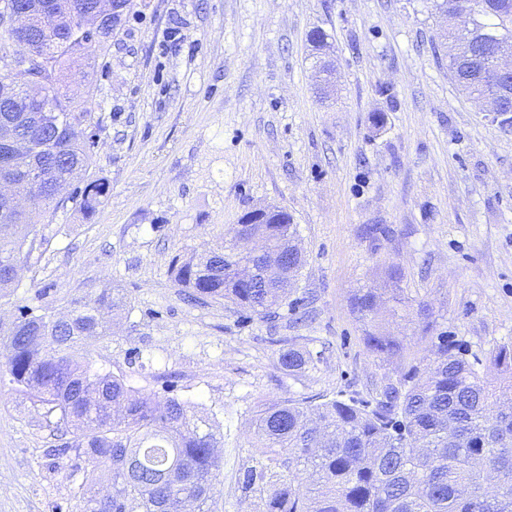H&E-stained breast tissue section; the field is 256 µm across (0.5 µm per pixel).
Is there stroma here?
<instances>
[{
    "mask_svg": "<svg viewBox=\"0 0 512 512\" xmlns=\"http://www.w3.org/2000/svg\"><path fill=\"white\" fill-rule=\"evenodd\" d=\"M447 26L428 0H133L111 45L72 65L92 84L67 88L91 95L92 172L109 193L93 215L70 204L37 225L25 302L58 313L122 289L130 307L89 357L134 387L212 407L224 431L216 512H251L238 481L258 456L257 407L380 400L427 354L420 301L433 335L479 372L495 375L492 347L512 342V128L459 90ZM171 27L179 44L163 41ZM316 30L336 73L330 105L313 78ZM268 206L292 216L306 259L287 304L261 319L175 286L178 257ZM375 224L382 234L368 235ZM395 286L406 305L382 329L408 349L375 357L352 298ZM288 346L314 367L281 371ZM54 443L0 382V512L67 503L74 461L46 456Z\"/></svg>",
    "mask_w": 512,
    "mask_h": 512,
    "instance_id": "obj_1",
    "label": "stroma"
}]
</instances>
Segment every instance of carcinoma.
<instances>
[{
  "mask_svg": "<svg viewBox=\"0 0 512 512\" xmlns=\"http://www.w3.org/2000/svg\"><path fill=\"white\" fill-rule=\"evenodd\" d=\"M98 0H0L25 4L34 17L27 33L0 27V50L13 47L41 60L46 82L41 100L28 95V73L0 68V131L13 126L31 144L29 160L0 164L16 194L29 200L18 209L0 198V299L20 288L11 275L36 244L35 224L47 209L71 202L92 214L109 186L91 172L98 122L86 100L60 91L65 63L90 48L107 47L132 0H112L113 13L100 29L72 26L76 14ZM448 69L469 95L498 83L495 64L468 57L481 41L512 52V0H480L471 27L448 28ZM70 194H65L68 187ZM248 236L264 239L287 267L265 276L266 255L242 253L232 243L235 227L216 243L178 258L174 282L195 297L230 302L263 319L288 299L303 265L293 245L296 225L287 211L269 208ZM127 307L118 288H103L71 305L67 315L34 314L26 304L0 339V370L15 396L28 399L56 429L73 431L46 449L48 457L70 454L84 463L71 512H213L214 474L223 464L213 418L175 395L131 386L124 377L74 359L73 349L112 335V320ZM374 356L407 352L405 338L373 330L378 308L372 289L353 302ZM500 369L490 378L459 349L438 337L431 357H421L385 399L312 397L264 404L252 420L255 464L239 479L254 512H512V344L490 351ZM312 363L293 347L278 355L290 375ZM110 481L103 495L95 491Z\"/></svg>",
  "mask_w": 512,
  "mask_h": 512,
  "instance_id": "1",
  "label": "carcinoma"
}]
</instances>
